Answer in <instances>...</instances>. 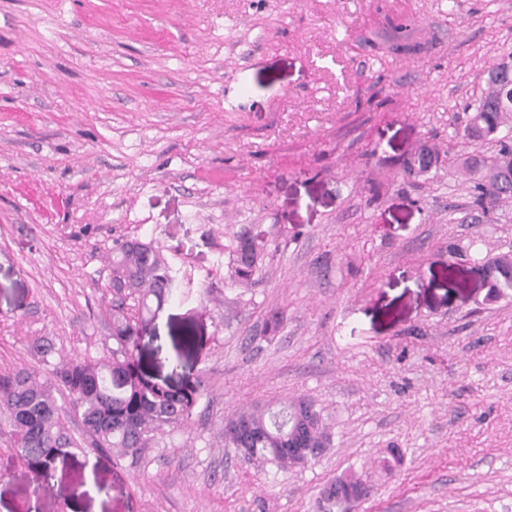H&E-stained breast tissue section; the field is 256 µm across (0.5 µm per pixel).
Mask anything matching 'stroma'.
I'll use <instances>...</instances> for the list:
<instances>
[{"instance_id": "obj_1", "label": "stroma", "mask_w": 512, "mask_h": 512, "mask_svg": "<svg viewBox=\"0 0 512 512\" xmlns=\"http://www.w3.org/2000/svg\"><path fill=\"white\" fill-rule=\"evenodd\" d=\"M511 53L512 0H0V374L37 336L103 354L131 235L177 294L141 367L203 390L138 461L78 450L42 485L0 412V512H320L349 470L355 512H512V288L489 300L483 267L512 198L475 222L461 167L497 154L462 130ZM241 237L261 258L236 282ZM297 397L318 461L225 447L226 418Z\"/></svg>"}]
</instances>
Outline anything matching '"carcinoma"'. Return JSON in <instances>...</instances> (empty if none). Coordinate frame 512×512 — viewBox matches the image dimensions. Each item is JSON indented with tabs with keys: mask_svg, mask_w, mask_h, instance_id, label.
Returning <instances> with one entry per match:
<instances>
[{
	"mask_svg": "<svg viewBox=\"0 0 512 512\" xmlns=\"http://www.w3.org/2000/svg\"><path fill=\"white\" fill-rule=\"evenodd\" d=\"M487 93L475 108L473 120L483 130L479 140L498 139L493 161L467 162L474 203L480 208L512 196V182L499 181L512 169V140L499 136L512 119V91L484 77ZM234 277L249 278L257 265L232 251ZM112 267V346L101 357L65 359L49 336L35 338L30 350L40 359L38 369H18L0 376V410L8 414L10 442L17 459L36 475L51 477L59 457L83 444L115 451L117 458L136 457L166 433L188 426L201 393L177 391L143 374L136 352L149 329L155 309L173 297L171 269L151 241L142 244L114 242ZM68 400L81 421L82 438L71 432L61 414L57 396ZM313 401L299 397L279 405L257 402L224 421V443L247 463H266L284 471L288 467V430L295 409ZM307 440L313 448H327L329 435L320 413L313 411ZM350 495L322 498L323 512H350Z\"/></svg>",
	"mask_w": 512,
	"mask_h": 512,
	"instance_id": "cac0c4a2",
	"label": "carcinoma"
}]
</instances>
